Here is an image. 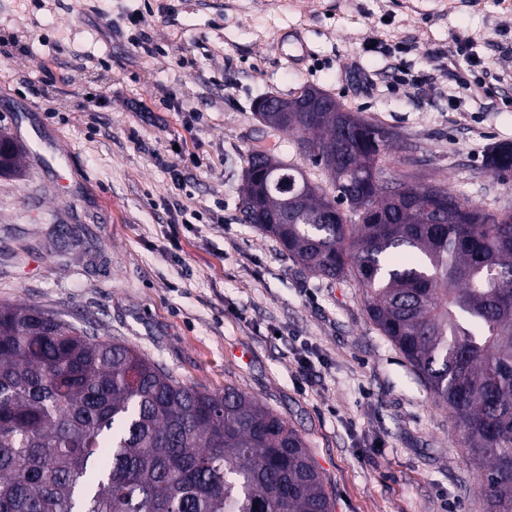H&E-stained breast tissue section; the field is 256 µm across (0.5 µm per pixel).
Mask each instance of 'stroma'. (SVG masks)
I'll return each instance as SVG.
<instances>
[{"instance_id":"35a3bbf8","label":"stroma","mask_w":512,"mask_h":512,"mask_svg":"<svg viewBox=\"0 0 512 512\" xmlns=\"http://www.w3.org/2000/svg\"><path fill=\"white\" fill-rule=\"evenodd\" d=\"M289 33L307 59L279 55ZM377 38L396 56L372 51ZM459 40L462 69L490 65L476 100L432 56ZM352 57L428 84L357 91ZM306 85L404 140L416 166L395 150L387 174L512 212V175L488 168L512 146V0H0V133L24 163L0 176V303L254 396L302 436L335 512H487L454 421L370 322L362 288L304 271L242 219L256 142L326 182L297 133L254 111Z\"/></svg>"}]
</instances>
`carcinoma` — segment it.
Instances as JSON below:
<instances>
[{
  "instance_id": "obj_1",
  "label": "carcinoma",
  "mask_w": 512,
  "mask_h": 512,
  "mask_svg": "<svg viewBox=\"0 0 512 512\" xmlns=\"http://www.w3.org/2000/svg\"><path fill=\"white\" fill-rule=\"evenodd\" d=\"M330 107L282 112L334 187L278 160L240 210L298 264L352 277L370 321L454 419L488 512H512V213L403 176L381 179L390 128L311 85ZM0 175L21 151L0 134ZM512 169V148L492 157ZM372 211L363 219L358 206ZM302 437L234 387L178 381L121 341L34 306L0 304V512H333Z\"/></svg>"
}]
</instances>
